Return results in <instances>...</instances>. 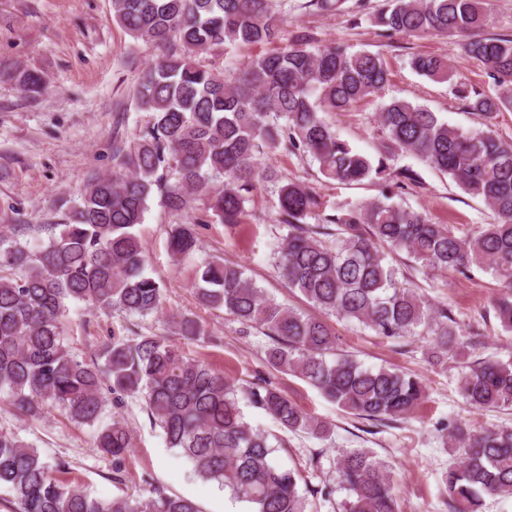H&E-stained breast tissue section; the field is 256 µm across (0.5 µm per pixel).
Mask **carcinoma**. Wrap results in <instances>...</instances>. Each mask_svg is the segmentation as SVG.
Listing matches in <instances>:
<instances>
[{
    "mask_svg": "<svg viewBox=\"0 0 512 512\" xmlns=\"http://www.w3.org/2000/svg\"><path fill=\"white\" fill-rule=\"evenodd\" d=\"M343 3L307 0L303 7L329 14ZM487 4L386 0L377 15L387 37H461L497 91L490 95L458 82L455 92L485 120L512 108V38L483 35ZM112 9L135 39L177 49L143 71L136 101L144 124L112 174L92 180L60 225L0 226V399L30 419L54 408L94 428V449L112 457L117 472L131 452L132 431L121 417L106 418V408L139 399L167 445L181 450L199 478L220 484L250 512H307L300 472L275 461L269 434L245 421L238 395L288 431L323 439L328 424L277 388L237 387L164 336L114 333L101 342L97 359H80L62 336L69 303L141 317L158 312L163 289L147 274L135 233L151 196L157 192L170 210L189 214L167 240L178 261L200 249L199 225L244 223L257 183L277 180L272 161L285 151L310 157L328 181L381 185V197L335 214L326 213L321 197L303 182L278 186L276 221L288 225V235L278 244L276 266L313 308L387 340L430 336L434 358L458 351L465 337L458 322L400 283L390 257L404 252L438 274L490 269L503 285L497 318L512 332V142L490 129L464 131L424 106L393 98L376 113L388 150L374 162L341 139L324 114L342 112L385 87L389 73L380 54L321 44L303 32L274 52L251 57L228 78L200 55L286 39V20L273 0H112ZM409 65L430 80L450 79L444 57L418 54ZM17 81L30 92L42 83L32 71L20 72ZM397 153L448 175L481 199L496 222L458 234L391 202L395 190L414 181L409 168L390 172ZM42 231L47 238L37 236ZM194 287L202 306L266 330L273 339L266 350L272 367L299 376L355 416L386 425L408 417L424 399V385L413 374L334 356L336 334L325 319L265 296L241 265L206 261ZM172 323L186 340L208 336L193 314H179ZM460 389L475 409L512 407V363L485 361L463 375ZM447 430L460 452L444 479L452 512H482L486 499L512 497V427L477 429L460 420ZM336 474L347 492L343 512H397L392 468L372 451L341 453ZM0 486L19 512H200L192 500L156 489L146 496L92 497L60 481L33 445L3 430Z\"/></svg>",
    "mask_w": 512,
    "mask_h": 512,
    "instance_id": "cac0c4a2",
    "label": "carcinoma"
}]
</instances>
